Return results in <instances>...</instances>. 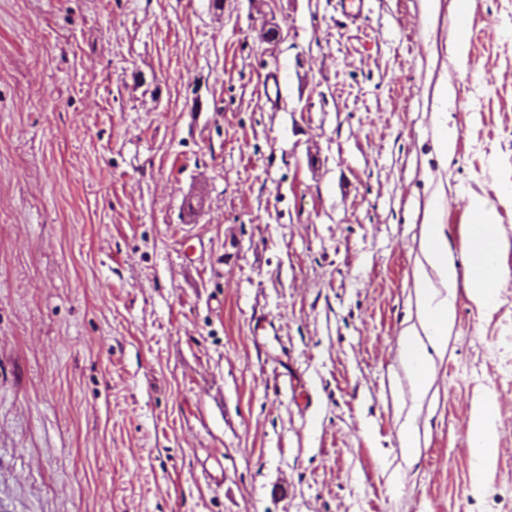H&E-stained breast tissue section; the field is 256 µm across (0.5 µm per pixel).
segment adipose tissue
Returning a JSON list of instances; mask_svg holds the SVG:
<instances>
[{"instance_id": "adipose-tissue-1", "label": "adipose tissue", "mask_w": 512, "mask_h": 512, "mask_svg": "<svg viewBox=\"0 0 512 512\" xmlns=\"http://www.w3.org/2000/svg\"><path fill=\"white\" fill-rule=\"evenodd\" d=\"M467 209L474 218L467 247L470 263L459 270L448 248L442 225L432 224L427 229L423 252L427 269L416 274L418 300L423 311L421 328H408L400 341L401 358L411 373L419 392H427L432 383L429 349H440L448 339V329L455 320V289L465 283L470 300L477 306H492L496 292L506 277L498 261L503 248L502 234L494 213L483 197L473 196ZM497 405L493 397L477 400L469 422L468 432L477 448L480 460L474 465L475 480H482L485 461L497 452L495 428Z\"/></svg>"}]
</instances>
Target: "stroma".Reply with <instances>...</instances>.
Here are the masks:
<instances>
[{"label":"stroma","mask_w":512,"mask_h":512,"mask_svg":"<svg viewBox=\"0 0 512 512\" xmlns=\"http://www.w3.org/2000/svg\"><path fill=\"white\" fill-rule=\"evenodd\" d=\"M506 188L512 0H0V512H512V276L399 352ZM423 252L446 294L436 290L425 268L417 274L418 300L423 311L422 331L430 346L438 350L448 339V328L455 320V289L460 272L448 249V240L440 224H428ZM401 358L411 373L416 389L426 393L432 383V370L427 347L419 331L408 328L400 341ZM497 405L493 397L486 395L477 400L469 422L468 432L481 454L474 465V480L482 482L484 464L497 452V433L495 428Z\"/></svg>","instance_id":"35a3bbf8"}]
</instances>
